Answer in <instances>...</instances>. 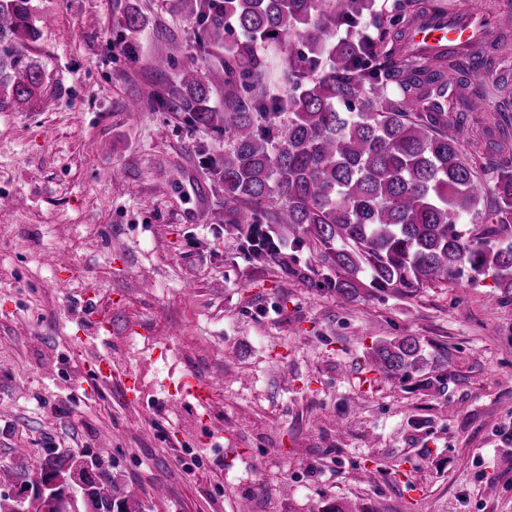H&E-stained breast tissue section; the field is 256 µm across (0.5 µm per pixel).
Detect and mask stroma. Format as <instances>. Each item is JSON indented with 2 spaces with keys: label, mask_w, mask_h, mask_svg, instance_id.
<instances>
[{
  "label": "stroma",
  "mask_w": 512,
  "mask_h": 512,
  "mask_svg": "<svg viewBox=\"0 0 512 512\" xmlns=\"http://www.w3.org/2000/svg\"><path fill=\"white\" fill-rule=\"evenodd\" d=\"M32 5L25 53L53 106L0 112V196L17 200L0 208V466L86 452L132 512H512V302L493 278L344 302L253 262L204 166L223 136L158 102L189 64L223 86L189 0ZM394 336L447 355L445 390L371 367ZM98 349L138 409L90 377ZM184 373L208 406L168 407Z\"/></svg>",
  "instance_id": "1"
}]
</instances>
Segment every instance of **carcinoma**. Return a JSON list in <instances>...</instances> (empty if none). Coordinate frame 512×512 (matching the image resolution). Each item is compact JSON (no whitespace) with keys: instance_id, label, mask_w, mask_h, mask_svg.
I'll return each mask as SVG.
<instances>
[{"instance_id":"obj_1","label":"carcinoma","mask_w":512,"mask_h":512,"mask_svg":"<svg viewBox=\"0 0 512 512\" xmlns=\"http://www.w3.org/2000/svg\"><path fill=\"white\" fill-rule=\"evenodd\" d=\"M493 36L414 52L407 30L430 12L422 0H196V43L224 45V107L186 66L159 96L170 112L224 135V163L210 168L224 190V216L255 263L276 261L349 301L362 292L411 295L433 284L492 275L512 301V8L486 3ZM125 49L142 24L124 20ZM345 35H339V32ZM38 30L30 0H0V112L48 108L44 71L23 49ZM288 95L273 92L271 59ZM455 89L448 111L425 91ZM487 139L469 149L465 132ZM307 250L313 261L301 263ZM416 336L378 342L372 366L410 382L427 364ZM39 477L79 488L88 512H127L80 455L48 457ZM31 512H77L74 500L26 502Z\"/></svg>"}]
</instances>
